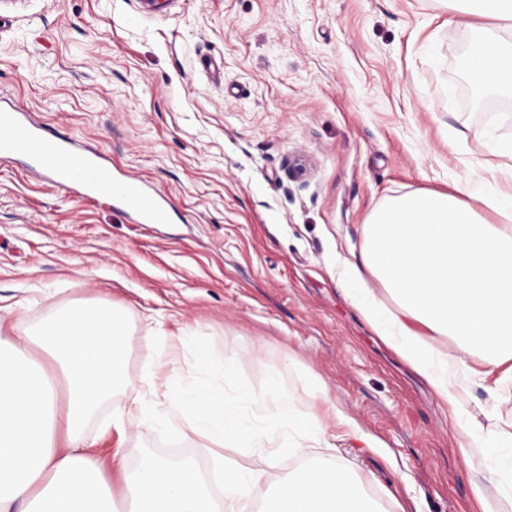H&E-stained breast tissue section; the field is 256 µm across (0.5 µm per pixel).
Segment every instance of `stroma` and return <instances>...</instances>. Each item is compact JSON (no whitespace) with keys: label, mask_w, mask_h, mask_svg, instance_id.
<instances>
[{"label":"stroma","mask_w":512,"mask_h":512,"mask_svg":"<svg viewBox=\"0 0 512 512\" xmlns=\"http://www.w3.org/2000/svg\"><path fill=\"white\" fill-rule=\"evenodd\" d=\"M447 17L443 0H0V99L173 207L170 223L143 226L23 157L0 161V316L32 328L94 301L134 328L84 429L95 459L118 452L131 471L153 453L209 473L198 440L111 427L135 391L166 399L201 380L203 347L234 363L211 377L225 388L279 374L337 458L376 475L363 493L379 512H480L447 407L336 284L373 212L504 161L512 95L472 108V32ZM319 382L374 447L313 402Z\"/></svg>","instance_id":"1"}]
</instances>
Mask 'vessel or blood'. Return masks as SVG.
Instances as JSON below:
<instances>
[{"instance_id":"b4317fda","label":"vessel or blood","mask_w":512,"mask_h":512,"mask_svg":"<svg viewBox=\"0 0 512 512\" xmlns=\"http://www.w3.org/2000/svg\"><path fill=\"white\" fill-rule=\"evenodd\" d=\"M15 155L29 159L34 170L62 188L79 189L92 200L117 202L135 223L169 220L171 204L163 192L134 176H114L99 153L77 151L68 135L34 121L13 105L0 103V158Z\"/></svg>"}]
</instances>
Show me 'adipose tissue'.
<instances>
[{"instance_id":"1","label":"adipose tissue","mask_w":512,"mask_h":512,"mask_svg":"<svg viewBox=\"0 0 512 512\" xmlns=\"http://www.w3.org/2000/svg\"><path fill=\"white\" fill-rule=\"evenodd\" d=\"M453 3L473 21L471 81L512 93V0ZM369 274L393 296L395 310L368 288ZM337 276L376 336L447 406L460 455L480 474L474 493L483 512H501L512 501V431L482 426L466 395L475 381L496 390L512 383V189L475 173L452 194L395 198L372 216L360 262L343 261ZM131 333L126 312L104 304L70 307L33 331L0 319V512L19 504L24 512H216L213 484L224 487L223 512L257 498L261 512H372L362 477L330 453L324 427L297 409L276 375L258 392L195 384L163 409L134 394L129 414L112 418L118 433L156 421L239 448L241 458L215 455L205 477L192 463L152 455L127 472L116 454L110 465L122 472V497L114 499L84 427L111 395ZM435 336L452 337L455 355L438 353L429 343ZM36 347L46 364L33 361ZM300 430L312 431L328 454L281 479L268 446Z\"/></svg>"}]
</instances>
